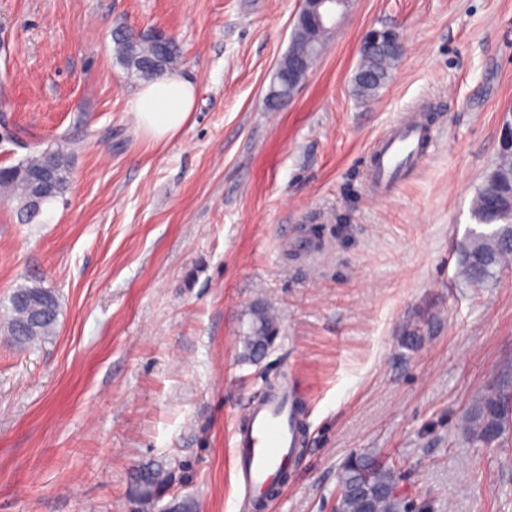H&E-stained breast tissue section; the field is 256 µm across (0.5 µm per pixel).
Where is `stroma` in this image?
<instances>
[{"label": "stroma", "mask_w": 512, "mask_h": 512, "mask_svg": "<svg viewBox=\"0 0 512 512\" xmlns=\"http://www.w3.org/2000/svg\"><path fill=\"white\" fill-rule=\"evenodd\" d=\"M300 0H0V167L74 142L63 198L26 221L0 197V324L42 280L57 332L0 334V512H132L134 468L173 479L157 512H237L232 427L295 372L306 444L272 512H330L353 452L395 461L411 512H512V445L462 417L512 362V270L457 277L471 203L512 121V0H352L294 96L266 104ZM160 29L196 86L183 130L144 139L116 29ZM402 58L369 102L364 36ZM438 135L386 197L364 160L403 118ZM280 318L241 359L252 305ZM420 323L408 351L398 336Z\"/></svg>", "instance_id": "35a3bbf8"}]
</instances>
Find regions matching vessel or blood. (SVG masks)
I'll return each instance as SVG.
<instances>
[{
  "label": "vessel or blood",
  "instance_id": "obj_1",
  "mask_svg": "<svg viewBox=\"0 0 512 512\" xmlns=\"http://www.w3.org/2000/svg\"><path fill=\"white\" fill-rule=\"evenodd\" d=\"M435 139L433 125L413 119L397 123L376 142L369 171L376 195L391 193L403 176L425 159ZM300 390L288 383L276 394L251 404L234 430L236 470L245 494L259 499L279 483L296 461L303 432L297 407Z\"/></svg>",
  "mask_w": 512,
  "mask_h": 512
}]
</instances>
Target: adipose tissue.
<instances>
[{
    "instance_id": "1",
    "label": "adipose tissue",
    "mask_w": 512,
    "mask_h": 512,
    "mask_svg": "<svg viewBox=\"0 0 512 512\" xmlns=\"http://www.w3.org/2000/svg\"><path fill=\"white\" fill-rule=\"evenodd\" d=\"M195 85L178 73L140 86L132 95L130 110L143 136L163 142L176 136L194 108Z\"/></svg>"
}]
</instances>
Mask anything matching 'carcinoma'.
<instances>
[{"label": "carcinoma", "mask_w": 512, "mask_h": 512, "mask_svg": "<svg viewBox=\"0 0 512 512\" xmlns=\"http://www.w3.org/2000/svg\"><path fill=\"white\" fill-rule=\"evenodd\" d=\"M328 33L308 16L293 25L288 50L275 73L271 104L281 102L278 91L288 85V72L300 73L313 69L325 51ZM116 63L138 82H149L177 68L181 48L171 41L167 48L158 47L152 36H134L121 29L113 34ZM400 59L392 48L363 49L353 77V93L361 100L374 98L385 86ZM70 152L62 146L33 148L28 160L18 166L0 170V188L19 202L27 219L36 217L41 205L63 196L69 189ZM49 170L50 183L35 186L31 176ZM476 227L469 229L459 249L458 274L464 281L482 285L496 279L512 267V123H505L501 132V148L485 171L471 204ZM11 317L6 333L20 347L55 334L60 313L56 293L39 282L19 286L10 297ZM251 329L242 337L241 356L249 361L260 358L261 351L270 349L279 334V319L269 308L255 305L250 309ZM401 345L416 350L422 342V329L416 323L402 328ZM492 388L477 392L464 417V428L474 445H487L482 417L486 413ZM500 434L495 444L505 446L512 441V412L499 416ZM172 480L171 471L159 464L139 467L132 477L138 488L139 512H153L155 505ZM342 491L340 512H404L406 504L395 495L397 474L393 465L376 456L352 453L338 472Z\"/></svg>", "instance_id": "1"}]
</instances>
